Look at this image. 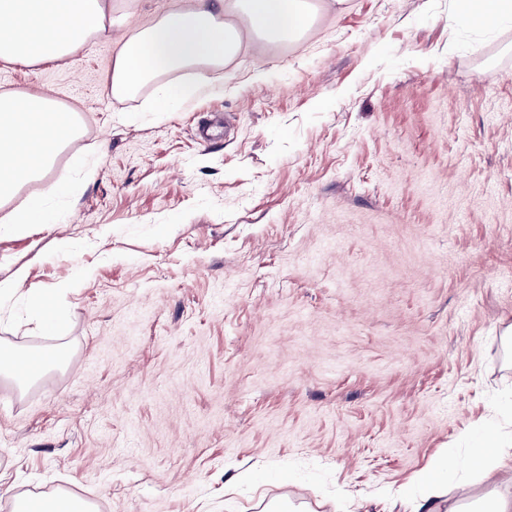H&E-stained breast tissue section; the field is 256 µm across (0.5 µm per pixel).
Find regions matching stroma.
Wrapping results in <instances>:
<instances>
[{
  "label": "stroma",
  "mask_w": 512,
  "mask_h": 512,
  "mask_svg": "<svg viewBox=\"0 0 512 512\" xmlns=\"http://www.w3.org/2000/svg\"><path fill=\"white\" fill-rule=\"evenodd\" d=\"M175 0H112L67 59L0 92L80 112L56 158L97 175L48 224L0 223V344L70 355L0 394V512L62 489L98 512H376L453 451L512 446V17L347 0L295 42L169 75L172 112L108 92L115 43ZM57 296L38 328L31 299Z\"/></svg>",
  "instance_id": "obj_1"
}]
</instances>
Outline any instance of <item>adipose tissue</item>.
Segmentation results:
<instances>
[{"instance_id": "adipose-tissue-1", "label": "adipose tissue", "mask_w": 512, "mask_h": 512, "mask_svg": "<svg viewBox=\"0 0 512 512\" xmlns=\"http://www.w3.org/2000/svg\"><path fill=\"white\" fill-rule=\"evenodd\" d=\"M313 22L310 0H177L150 25L117 41L106 85L114 98L154 85L161 111H173L197 94L166 75L193 66L223 67L254 40L291 42ZM113 19L105 0H0V62L35 65L69 57L92 36H106ZM76 111L42 93L0 92V205L26 184L49 181L64 196L87 181L83 160L76 176L50 182L57 153L77 134ZM411 512H512V497L489 487L477 498L460 489L443 492L429 481L409 497Z\"/></svg>"}]
</instances>
